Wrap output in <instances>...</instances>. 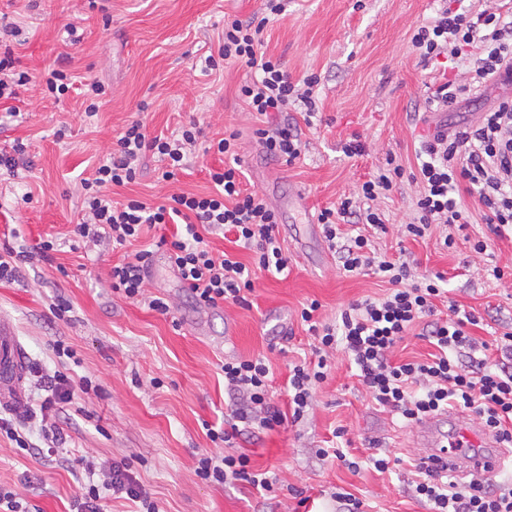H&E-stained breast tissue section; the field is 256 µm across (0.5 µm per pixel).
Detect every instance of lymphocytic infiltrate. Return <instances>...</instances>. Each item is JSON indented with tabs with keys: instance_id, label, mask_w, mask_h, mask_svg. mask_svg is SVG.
<instances>
[{
	"instance_id": "f902f5d3",
	"label": "lymphocytic infiltrate",
	"mask_w": 512,
	"mask_h": 512,
	"mask_svg": "<svg viewBox=\"0 0 512 512\" xmlns=\"http://www.w3.org/2000/svg\"><path fill=\"white\" fill-rule=\"evenodd\" d=\"M262 2L261 19L225 20L219 55L207 57L205 63L212 70L221 62L245 69L239 95L258 122L253 131L256 143L269 158L290 165L306 148L300 123L311 120L318 110L320 78L312 73L292 79L280 59L266 53L261 33L268 18L282 15L285 5L284 0ZM410 43L426 65L443 57L468 61L465 80L441 82L426 99L431 111H452L462 95L512 77V6L503 4L477 12L438 10L413 31ZM293 107L299 110V118L288 117L287 111ZM201 134L200 124L194 120L168 136L149 135L138 120L128 125L110 156L92 177L83 179L85 216L71 234L75 242L85 244L105 236L117 249L138 239L144 228L175 225V233L160 235L157 245L164 248L170 267L194 302L205 307L224 302L243 305L256 274L284 273L288 256L278 239L276 211L262 193L241 187L237 133L210 140L206 146L207 151L225 158L223 167L209 171L213 194L175 193L156 205L138 199L120 204L110 195L112 187L136 180L149 152L164 163L161 181L176 180ZM420 153L422 159L412 176L418 186L414 217L404 226L405 236L422 238L432 228L442 226L446 229L444 247H453L454 230L465 229L471 219L461 200L465 194L477 198L492 234L501 237L512 230V98H501L476 122L435 133L423 141ZM403 176V166L395 156H387L376 175L317 215L329 248L340 255L343 272L353 275L376 269L391 284V291L381 298L351 304L337 325L319 320V301L304 305L300 318L317 346L313 359L294 364L288 376L291 413L282 412L275 404L270 369L262 358L225 361L221 367L224 385L237 404L228 428L206 431L209 440L224 445L226 451L198 455L194 473L200 480L222 485L244 482L258 490H272L274 478L253 470L248 455L233 452L232 447L243 433L272 430L286 420L302 419L315 387L330 373L331 352L339 346L380 406L409 422L454 407L472 411L488 435L503 447H512V331L504 332L492 349L470 334V327L480 322L474 313L452 304L448 317H436L434 300L443 293L438 281L417 279L416 267L409 260L376 259L369 238L359 230L363 224L384 228L383 215L375 203L390 195ZM204 227L224 229L253 248V266L234 260L228 253L213 252L200 233ZM152 258V251L143 249L132 259L113 264L108 273L110 287L113 294L143 302L150 310L167 316L171 313L168 300L146 293L145 278ZM418 324L433 353L423 361L393 362L395 348ZM43 387L46 395L40 409L46 413L56 405L74 403L97 385L90 376L76 378L57 370L45 376ZM24 423L21 414L12 421L0 418V433L31 455L58 451L62 430L57 423L42 424L43 442L39 445L23 434ZM414 467L417 478L412 492L429 512H512V481L494 484L480 477L461 485L455 475L443 474L425 457L417 458ZM108 492L138 503V512H160L150 493L122 462L112 464L103 483L85 482L75 512H103L102 500Z\"/></svg>"
}]
</instances>
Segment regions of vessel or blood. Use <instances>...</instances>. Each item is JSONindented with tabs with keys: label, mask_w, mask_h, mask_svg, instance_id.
<instances>
[{
	"label": "vessel or blood",
	"mask_w": 512,
	"mask_h": 512,
	"mask_svg": "<svg viewBox=\"0 0 512 512\" xmlns=\"http://www.w3.org/2000/svg\"><path fill=\"white\" fill-rule=\"evenodd\" d=\"M26 352L10 327L0 321V407L17 409L25 403L23 382L27 373ZM447 416L427 420L418 430L421 440L430 445L439 464L457 468L466 462L477 473L497 466L501 454L481 431L457 429L444 432Z\"/></svg>",
	"instance_id": "b4317fda"
}]
</instances>
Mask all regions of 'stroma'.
Returning <instances> with one entry per match:
<instances>
[{
    "label": "stroma",
    "instance_id": "35a3bbf8",
    "mask_svg": "<svg viewBox=\"0 0 512 512\" xmlns=\"http://www.w3.org/2000/svg\"><path fill=\"white\" fill-rule=\"evenodd\" d=\"M260 7V0H102L98 9L88 0H0V12L21 30L9 40L17 70L58 68L77 82L96 80L105 87L98 114L89 119L77 92L56 99L35 83L19 87V115L0 107V150L16 140L27 146L16 174H0V248L33 247L47 238L55 243L52 262L33 260L15 280L0 284V319L12 325L29 366L57 370L52 344L60 340L82 360L77 375L91 376L99 385L81 400L85 414H71L63 425L67 458L31 456L0 435V487L22 492L30 512H70L80 485L90 477L102 482L104 472L120 461L161 512H290L299 492L308 498V512H339L332 498L336 491L363 499L369 512H428L412 493L408 466L429 452L416 424L376 405L340 350L299 422L236 443L255 470L275 474L272 491L261 493L240 482L205 483L194 474L197 454L215 449L204 424L223 426L231 404L224 361L266 358L275 400L286 406L288 365L315 345L299 321L303 303L318 300L321 319L334 323L350 303L389 289L371 270L343 275L324 238L306 235L303 215L279 229L291 259L288 277L259 274L244 306L196 305L155 246L160 229H145L123 250L106 239L89 248L72 245L70 230L82 216L81 179L137 119L154 134H171L192 119L210 138L238 132L244 189L261 191L272 205L298 189L313 212L351 193L391 153L408 176L377 202L386 229L373 238L376 255L405 254L416 260L418 274H443L448 294L438 311L453 302L482 317L483 325L472 330L478 339L494 341L497 330L512 327V237L493 239L482 254L472 249L471 239L489 233L475 197L465 196L464 202L476 221L457 235L452 249L442 247L437 230L418 240L400 233L412 218L417 186L410 174L421 142L437 130L476 121L499 98L512 97V82L463 95L450 112L423 111L425 84L436 71L422 66L409 35L434 16L437 0H288L286 12L265 26L264 48L281 59L292 78L314 72L321 85L317 121L304 130L308 149L285 165L253 142L255 122L238 96L242 69L202 66L219 48L225 16L246 19ZM70 23L79 29V43L67 38ZM62 127L67 135L56 139ZM355 135L365 150L349 158L342 145ZM221 161L212 154L197 158L178 182L163 185L156 181L158 159L149 155L136 182L113 188L112 197L154 202L179 192L204 194L212 189L208 168ZM26 194L32 203H22ZM150 246L155 278L147 290L173 303L170 318L113 296L107 282L112 264ZM496 267L506 270V277L494 278ZM60 295L73 306L66 320L50 312ZM340 428L345 434L339 438ZM377 447L401 457L402 465L375 470L368 457ZM322 448L343 450L358 470L319 456ZM89 465L94 475H87Z\"/></svg>",
    "mask_w": 512,
    "mask_h": 512
}]
</instances>
